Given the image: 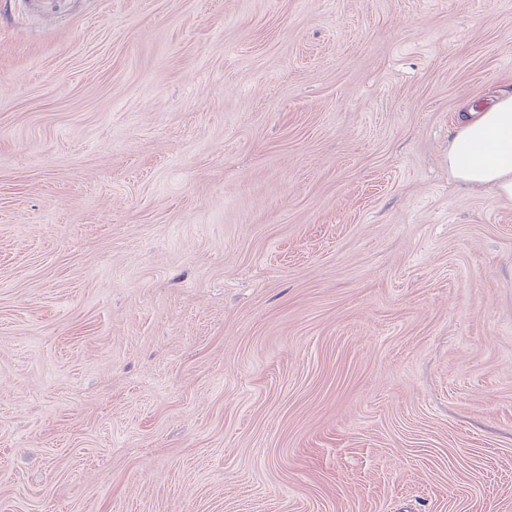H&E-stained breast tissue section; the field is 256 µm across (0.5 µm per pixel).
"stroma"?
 Instances as JSON below:
<instances>
[{"label":"stroma","mask_w":512,"mask_h":512,"mask_svg":"<svg viewBox=\"0 0 512 512\" xmlns=\"http://www.w3.org/2000/svg\"><path fill=\"white\" fill-rule=\"evenodd\" d=\"M505 92L512 0H0V512H512ZM448 172L512 198V94L465 113L448 141Z\"/></svg>","instance_id":"stroma-1"}]
</instances>
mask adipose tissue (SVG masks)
<instances>
[{
	"label": "adipose tissue",
	"mask_w": 512,
	"mask_h": 512,
	"mask_svg": "<svg viewBox=\"0 0 512 512\" xmlns=\"http://www.w3.org/2000/svg\"><path fill=\"white\" fill-rule=\"evenodd\" d=\"M448 171L459 181L512 198V94L465 113L448 141Z\"/></svg>",
	"instance_id": "obj_1"
}]
</instances>
